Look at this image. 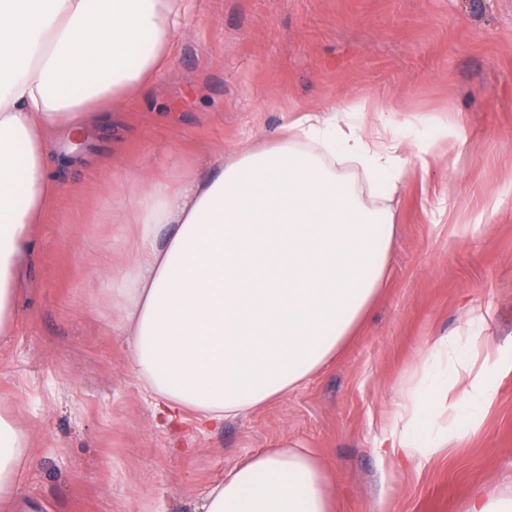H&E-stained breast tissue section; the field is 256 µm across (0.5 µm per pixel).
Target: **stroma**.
<instances>
[{"mask_svg":"<svg viewBox=\"0 0 512 512\" xmlns=\"http://www.w3.org/2000/svg\"><path fill=\"white\" fill-rule=\"evenodd\" d=\"M186 37L140 98L98 125L90 150L48 151L65 198L27 263L12 336L0 342V412L25 430L24 492L38 512H200L205 492L253 452L310 449L338 512H463L470 486L512 495V370L470 438L380 461L376 448L430 343L483 316L486 345L512 349V0H196ZM363 101L367 129L397 124L403 185L391 209L385 285L335 360L288 395L217 426H164L130 367L129 338L104 318L107 261L130 258L110 224L139 181L174 162L214 164L284 138L306 109ZM429 165L419 139L442 126Z\"/></svg>","mask_w":512,"mask_h":512,"instance_id":"35a3bbf8","label":"stroma"}]
</instances>
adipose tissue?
Returning <instances> with one entry per match:
<instances>
[{"label":"adipose tissue","instance_id":"ef3b65f1","mask_svg":"<svg viewBox=\"0 0 512 512\" xmlns=\"http://www.w3.org/2000/svg\"><path fill=\"white\" fill-rule=\"evenodd\" d=\"M193 0H0V337L10 335L27 256L61 201L49 132L87 137L164 68ZM359 105L306 110L286 140L202 170L142 181L132 261L109 266L101 305L131 340L130 364L168 420L219 423L320 371L378 297L391 210L367 205L336 163L379 193L405 175L391 123L366 132ZM407 387L381 456H426L439 431L461 442L491 400L503 354L479 368L455 338ZM28 441L0 414V512L24 502ZM327 470L306 448L252 455L213 485L202 512H336Z\"/></svg>","mask_w":512,"mask_h":512}]
</instances>
